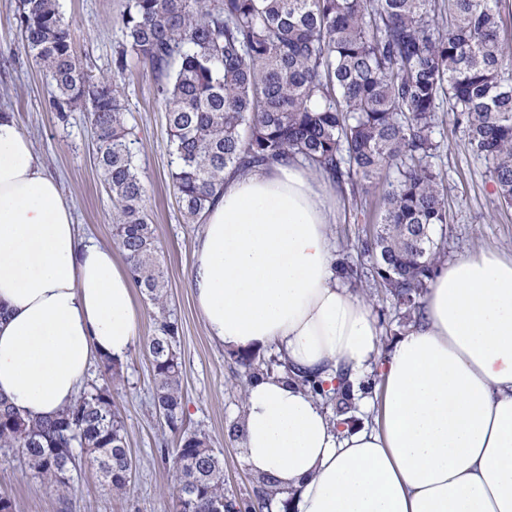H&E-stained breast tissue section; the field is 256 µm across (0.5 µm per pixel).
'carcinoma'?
I'll use <instances>...</instances> for the list:
<instances>
[{
	"label": "carcinoma",
	"instance_id": "1",
	"mask_svg": "<svg viewBox=\"0 0 512 512\" xmlns=\"http://www.w3.org/2000/svg\"><path fill=\"white\" fill-rule=\"evenodd\" d=\"M501 8L502 0H127L113 76L95 81L74 54L58 0H18L23 47L53 90V109L62 120L76 110L88 115L98 169L120 210L113 239L153 308L152 406L178 437L175 512H288V500L263 476L253 498L228 496L211 437L185 428L179 325L167 310L169 281L118 75L143 63L155 77L171 178L189 224L213 203L229 168L299 158L354 196L392 174L363 241L370 264L337 268L356 286L372 282L414 323L445 257L437 229L448 223V188L429 163L440 148V103L488 163L499 204L512 207V69L504 64L512 48L500 39ZM240 364L251 379L273 372L248 354ZM100 365L103 383L54 417L30 420L0 397V448L61 494L77 448L112 490L132 476L113 398L124 363ZM350 392L346 382L329 397L338 425Z\"/></svg>",
	"mask_w": 512,
	"mask_h": 512
}]
</instances>
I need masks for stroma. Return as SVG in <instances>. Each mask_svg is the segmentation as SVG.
<instances>
[{"instance_id": "1", "label": "stroma", "mask_w": 512, "mask_h": 512, "mask_svg": "<svg viewBox=\"0 0 512 512\" xmlns=\"http://www.w3.org/2000/svg\"><path fill=\"white\" fill-rule=\"evenodd\" d=\"M127 0H58L75 52L85 70L97 78L113 74L112 60L122 47L117 20ZM122 98L135 140L134 151L147 190L146 210L156 227L159 259L170 284L168 307L180 327L178 349L183 362L188 429L205 430L224 455V487L236 497L252 496L242 440L232 429L243 417L249 377L236 352L214 344L196 315L188 275L198 227L185 223L171 179L166 112L148 67L137 65L120 77ZM0 110L13 112L47 170L60 184L63 198L86 234L113 246L112 226L119 209L95 163L93 130L86 113L74 111L59 120L51 106V88L21 46L18 0H0ZM441 147L435 168L448 180V222L443 232L448 257L455 260L483 250H512V207H499L495 185L484 161L469 150L452 115L441 112ZM378 192L337 195L331 237L337 257L368 264L358 237L363 217L379 214ZM380 330L379 355L387 357L405 332L401 312L392 302L357 288ZM154 333L150 306L142 308L138 342L127 360L124 382L115 402L127 428L134 467L123 492L111 491L90 463H82L66 494L35 478L22 458L0 450V494L10 497L14 512H173L175 473L164 457L175 438L152 405V374L146 344Z\"/></svg>"}]
</instances>
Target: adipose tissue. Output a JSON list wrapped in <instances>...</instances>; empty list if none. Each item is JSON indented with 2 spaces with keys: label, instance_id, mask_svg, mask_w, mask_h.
Here are the masks:
<instances>
[{
  "label": "adipose tissue",
  "instance_id": "obj_1",
  "mask_svg": "<svg viewBox=\"0 0 512 512\" xmlns=\"http://www.w3.org/2000/svg\"><path fill=\"white\" fill-rule=\"evenodd\" d=\"M331 196L300 162L224 173L188 284L210 339L273 346L291 372L252 380L243 448L290 512H512V253L448 262L419 323L378 358L368 306L336 275ZM141 310L126 265L82 237L14 113H0V396L56 415L90 364L125 361ZM382 362L373 421L332 425L300 376L358 381Z\"/></svg>",
  "mask_w": 512,
  "mask_h": 512
}]
</instances>
